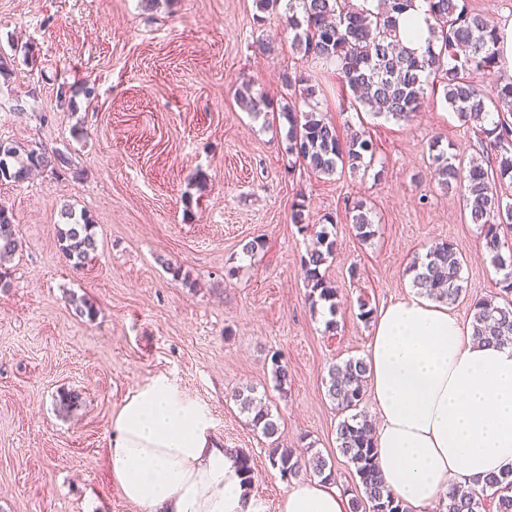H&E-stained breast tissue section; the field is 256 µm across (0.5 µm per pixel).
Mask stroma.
<instances>
[{"instance_id":"1","label":"stroma","mask_w":512,"mask_h":512,"mask_svg":"<svg viewBox=\"0 0 512 512\" xmlns=\"http://www.w3.org/2000/svg\"><path fill=\"white\" fill-rule=\"evenodd\" d=\"M284 12L259 24L255 0L150 9L140 0H0V53L15 59L0 77V140L72 160L56 175L0 178L21 241L0 264L9 282L0 288V512H138L112 479L110 423L128 392L158 374L209 409L225 447L250 455L259 512H279L288 482L233 398L246 385L278 417L282 447L314 446L337 486L356 495L323 380L331 363L366 353L360 304L412 294L408 265L445 240L465 259L467 292L453 312L469 319L471 301L494 291L477 226L429 166L437 136L463 159L480 156L473 132L438 95L405 122L355 109L322 68L312 97L291 94L282 75L307 62L289 48ZM259 38L275 52L256 50ZM246 87L367 131L381 177L289 170L283 123L242 111ZM360 200L376 225L365 244L348 215ZM298 202L308 223L334 219L333 334L332 315L310 309L300 258L312 237L292 222ZM65 205L96 222L97 250L81 268L59 250ZM257 236L263 249L243 254ZM73 295L94 305V318L76 314ZM276 353L292 374L283 391L271 373ZM63 391L80 394L77 408L60 409Z\"/></svg>"}]
</instances>
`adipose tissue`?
<instances>
[{
    "mask_svg": "<svg viewBox=\"0 0 512 512\" xmlns=\"http://www.w3.org/2000/svg\"><path fill=\"white\" fill-rule=\"evenodd\" d=\"M403 44L432 38L424 0L398 22ZM375 459L411 512H435L452 483L512 468V346L482 345L447 305L411 294L381 304L366 347ZM110 469L141 512H258L208 409L157 375L111 421ZM335 485L297 479L279 512H347Z\"/></svg>",
    "mask_w": 512,
    "mask_h": 512,
    "instance_id": "obj_1",
    "label": "adipose tissue"
}]
</instances>
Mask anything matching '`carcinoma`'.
I'll list each match as a JSON object with an SVG mask.
<instances>
[{"instance_id":"obj_1","label":"carcinoma","mask_w":512,"mask_h":512,"mask_svg":"<svg viewBox=\"0 0 512 512\" xmlns=\"http://www.w3.org/2000/svg\"><path fill=\"white\" fill-rule=\"evenodd\" d=\"M432 20L431 34L438 49L431 47L418 55L397 39V21L413 0H379L372 11L355 7L352 0H288L285 22L293 32L290 48L305 60L334 68L345 89L365 111L397 122L409 120L420 111L427 93L441 90L444 101L467 128L473 130L482 150L494 156V166L479 162L462 166L453 146L443 148L441 140L429 145L435 176L446 191L457 190L468 210L470 223L478 226L480 238L491 264L503 273L497 282L506 299H479L470 307L472 336L484 343L512 342V245L505 232L512 230V202L504 200L497 187L512 183V77L498 79L490 88L478 83L477 76L498 68L497 27L484 15L468 8L466 0H425ZM285 87L305 97L315 93L311 75H282ZM242 110L257 117L261 103L250 90L239 93ZM279 118L288 125L285 152L294 158L289 168L300 165L317 176L339 171L368 172L374 166L376 145L361 130L342 136L337 125L315 110L298 112L286 104ZM71 165L61 152L27 149L0 143V176L25 180L33 170L53 174ZM306 205L295 204L293 224L300 233H312L318 247L301 257V270L309 288L310 307L328 308L332 319L326 328L337 329V289L326 277L324 266L336 250L327 225L330 216L318 226L306 221ZM58 225L59 249L74 266L81 267L97 250L94 220L83 212L61 213ZM351 223L361 242L376 233L371 211L359 201L352 207ZM13 212L0 203V264L19 250ZM464 260L451 242L437 243L407 268L412 285L427 298L452 306L466 294L462 277ZM272 374L281 390L290 382L287 362L280 355L271 357ZM363 358H349L328 367L326 396L344 415L336 428V448L355 468L362 495L350 499L349 512H407L405 504L384 484L375 461L370 416L360 409L367 376ZM247 423L267 441L268 460L281 476L297 478L312 473L336 481L334 468L313 447L301 452L280 447L278 417L251 386L234 393ZM494 502L495 512H512V470L470 481L464 489L453 485L442 501V512H486L485 501Z\"/></svg>"}]
</instances>
